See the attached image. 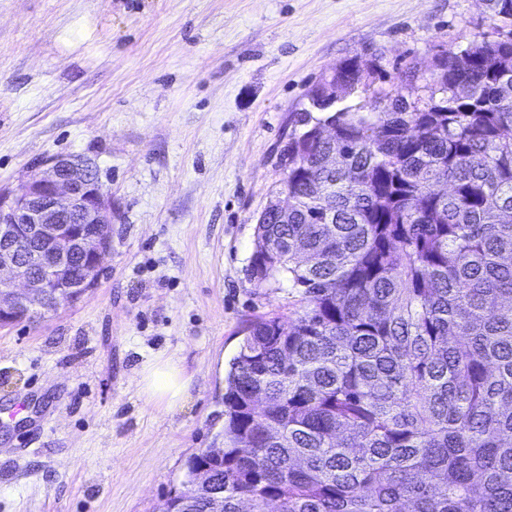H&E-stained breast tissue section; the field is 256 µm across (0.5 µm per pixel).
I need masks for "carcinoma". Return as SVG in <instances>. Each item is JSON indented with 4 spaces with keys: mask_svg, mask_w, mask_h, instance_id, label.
<instances>
[{
    "mask_svg": "<svg viewBox=\"0 0 512 512\" xmlns=\"http://www.w3.org/2000/svg\"><path fill=\"white\" fill-rule=\"evenodd\" d=\"M497 39L432 63L426 98L364 97L336 140L290 119L288 217L255 259L300 311L245 329L224 389V460L178 512H512V0H484ZM288 331H282L283 327Z\"/></svg>",
    "mask_w": 512,
    "mask_h": 512,
    "instance_id": "cac0c4a2",
    "label": "carcinoma"
}]
</instances>
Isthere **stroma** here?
I'll list each match as a JSON object with an SVG mask.
<instances>
[{
    "label": "stroma",
    "instance_id": "35a3bbf8",
    "mask_svg": "<svg viewBox=\"0 0 512 512\" xmlns=\"http://www.w3.org/2000/svg\"><path fill=\"white\" fill-rule=\"evenodd\" d=\"M478 34L483 0H0V188L79 156L114 213L97 288L0 327V512H162L245 329L295 308L248 275L291 116L347 60L394 90ZM158 357L192 379L173 413L140 391Z\"/></svg>",
    "mask_w": 512,
    "mask_h": 512
}]
</instances>
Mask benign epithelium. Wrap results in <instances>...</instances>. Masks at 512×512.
<instances>
[{"instance_id":"benign-epithelium-1","label":"benign epithelium","mask_w":512,"mask_h":512,"mask_svg":"<svg viewBox=\"0 0 512 512\" xmlns=\"http://www.w3.org/2000/svg\"><path fill=\"white\" fill-rule=\"evenodd\" d=\"M345 99L330 72L308 102L312 112H334ZM31 240L33 266L15 251ZM111 252L112 195L96 166L77 156L43 160L32 178L0 188V324L36 318L51 296L77 303L97 287Z\"/></svg>"}]
</instances>
